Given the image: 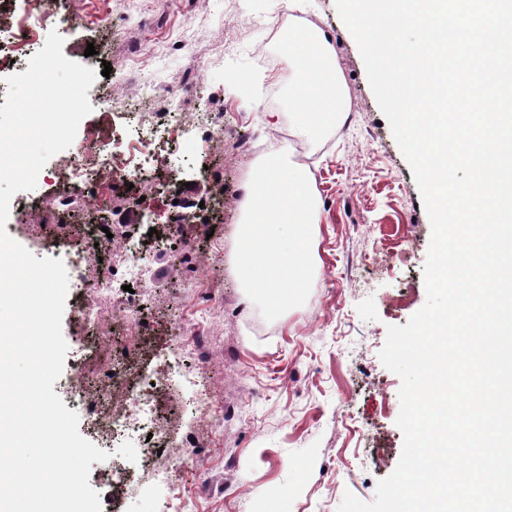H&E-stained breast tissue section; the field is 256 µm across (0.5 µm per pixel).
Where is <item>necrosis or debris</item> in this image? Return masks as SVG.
Masks as SVG:
<instances>
[{
    "mask_svg": "<svg viewBox=\"0 0 512 512\" xmlns=\"http://www.w3.org/2000/svg\"><path fill=\"white\" fill-rule=\"evenodd\" d=\"M29 14L25 24L16 26L12 15L5 9V0H0V44H7L8 53H0V76L13 74V55L26 52L45 19L41 11L42 0H28ZM180 100L170 97L163 108L152 115L149 125L124 141L113 146H100L95 152L78 151L64 161L57 176L62 186L54 201L57 212H73L85 198L98 194L100 190L151 181V167H163L170 178H177L179 164L159 158L156 142L167 138L203 148L214 135L223 133L220 115L216 112L199 113L196 122L174 124L170 115L179 111ZM111 270L98 278L92 293H78L74 317L82 330L96 328L100 322L98 301L104 300L118 312L127 335L143 336L147 325L139 314L134 291L143 287L146 277L143 268L124 249L111 254ZM131 284V291H124V284ZM198 346L194 337L183 329H176L170 344V363L160 375L135 374L133 364L112 367L110 373L97 375L93 381L77 377L68 385L69 393L78 408L85 413L94 432L100 433L106 443L132 439L128 451L143 462L149 480L157 485L170 482L168 470L155 466L160 453L171 448L170 434L164 424L154 415V397L167 389L174 378L189 385H197L198 377L192 372H182V361L196 354Z\"/></svg>",
    "mask_w": 512,
    "mask_h": 512,
    "instance_id": "4bbe7bcc",
    "label": "necrosis or debris"
}]
</instances>
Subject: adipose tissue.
<instances>
[{"label": "adipose tissue", "mask_w": 512, "mask_h": 512, "mask_svg": "<svg viewBox=\"0 0 512 512\" xmlns=\"http://www.w3.org/2000/svg\"><path fill=\"white\" fill-rule=\"evenodd\" d=\"M288 54L289 69L301 72L292 89L297 99L316 100L313 115L298 114L294 126L298 133L320 135L336 128L348 110L347 92L335 69V59L324 34L300 27L292 34Z\"/></svg>", "instance_id": "ef3b65f1"}]
</instances>
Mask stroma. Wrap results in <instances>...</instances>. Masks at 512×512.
Instances as JSON below:
<instances>
[{
  "instance_id": "1",
  "label": "stroma",
  "mask_w": 512,
  "mask_h": 512,
  "mask_svg": "<svg viewBox=\"0 0 512 512\" xmlns=\"http://www.w3.org/2000/svg\"><path fill=\"white\" fill-rule=\"evenodd\" d=\"M293 1L326 33L349 100L344 128L313 140L298 136L290 121L299 105L288 76L289 46L274 34ZM66 8L73 22L62 35L64 56L99 72L88 91L93 111L81 121L77 141L87 142L95 128L124 134L131 122L148 120L175 88L184 99L181 120L220 112L232 131L186 160L184 187L161 174L146 194L135 187L88 198L63 224L54 222L50 206L64 160L56 154L38 176L33 204L8 217L10 236L39 258L56 257L60 243L82 249L87 229L111 251L108 231L128 210L142 217L132 233L148 269L151 333L130 339L106 306L96 329L103 346L88 349L72 308H65L68 352L55 393H63L79 367L116 347L140 371L154 370L167 357L175 306L191 303L202 323L206 357L187 360L184 368L202 373L203 386L173 387L157 402V417L174 441L157 460L172 472L170 486H152L138 458L118 454L122 489L112 490L99 468L90 471L102 512H176L188 494L196 512H337L347 492L372 502L403 449L401 380L379 352L388 326L406 325L426 302L432 228L336 0H143L140 18L125 0H66ZM90 44L96 53L88 57ZM107 64L112 71L105 77ZM236 138L258 145L280 140L292 163L311 158L317 175L312 290L305 304L272 321L247 296L235 267L243 216L237 188L260 161L235 151ZM175 197L203 210L179 227L170 249L161 244L169 236L162 223ZM156 223L161 229L154 237L149 230ZM175 249L182 256L177 266ZM203 277L213 292L197 288ZM202 395L233 415L223 440L196 421L195 400ZM187 452L195 463H182Z\"/></svg>"
}]
</instances>
